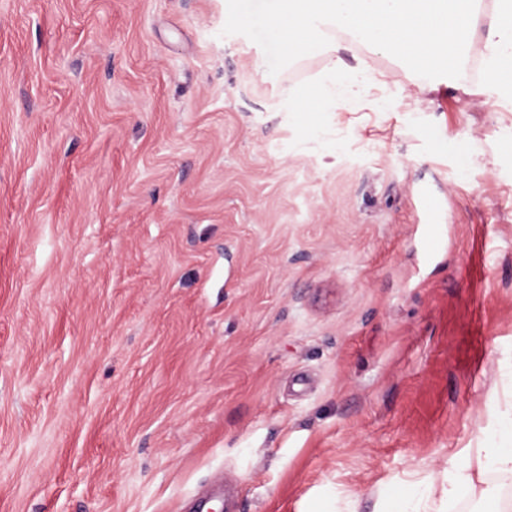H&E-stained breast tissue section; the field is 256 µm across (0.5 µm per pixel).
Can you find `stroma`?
<instances>
[{
  "instance_id": "obj_1",
  "label": "stroma",
  "mask_w": 512,
  "mask_h": 512,
  "mask_svg": "<svg viewBox=\"0 0 512 512\" xmlns=\"http://www.w3.org/2000/svg\"><path fill=\"white\" fill-rule=\"evenodd\" d=\"M227 13L0 0V512H375L512 410V106L346 43L298 146Z\"/></svg>"
}]
</instances>
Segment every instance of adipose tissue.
I'll return each mask as SVG.
<instances>
[{"label":"adipose tissue","mask_w":512,"mask_h":512,"mask_svg":"<svg viewBox=\"0 0 512 512\" xmlns=\"http://www.w3.org/2000/svg\"><path fill=\"white\" fill-rule=\"evenodd\" d=\"M491 471L512 478V416L503 422L498 443L473 448L462 457L449 459L440 489L443 500L452 502L460 496L475 494L481 500V512H512L489 485L487 474Z\"/></svg>","instance_id":"obj_1"}]
</instances>
